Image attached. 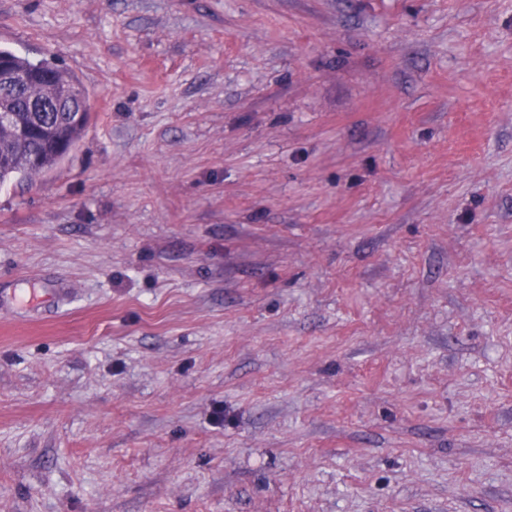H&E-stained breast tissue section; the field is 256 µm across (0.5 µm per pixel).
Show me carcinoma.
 Returning a JSON list of instances; mask_svg holds the SVG:
<instances>
[{
	"label": "carcinoma",
	"instance_id": "carcinoma-1",
	"mask_svg": "<svg viewBox=\"0 0 512 512\" xmlns=\"http://www.w3.org/2000/svg\"><path fill=\"white\" fill-rule=\"evenodd\" d=\"M20 74L53 71L54 88H78L80 84L66 69L45 61L34 62L7 50H0ZM26 92L5 94L0 89V106L13 112L25 124L35 129L29 139L22 140L7 128L0 130V184L20 175L29 177L48 171L60 164L83 136L88 120L72 122L67 112H30Z\"/></svg>",
	"mask_w": 512,
	"mask_h": 512
}]
</instances>
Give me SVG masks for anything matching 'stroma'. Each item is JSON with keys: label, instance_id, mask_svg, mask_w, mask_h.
<instances>
[{"label": "stroma", "instance_id": "1", "mask_svg": "<svg viewBox=\"0 0 512 512\" xmlns=\"http://www.w3.org/2000/svg\"><path fill=\"white\" fill-rule=\"evenodd\" d=\"M82 140L0 186V512H512V0H0Z\"/></svg>", "mask_w": 512, "mask_h": 512}]
</instances>
